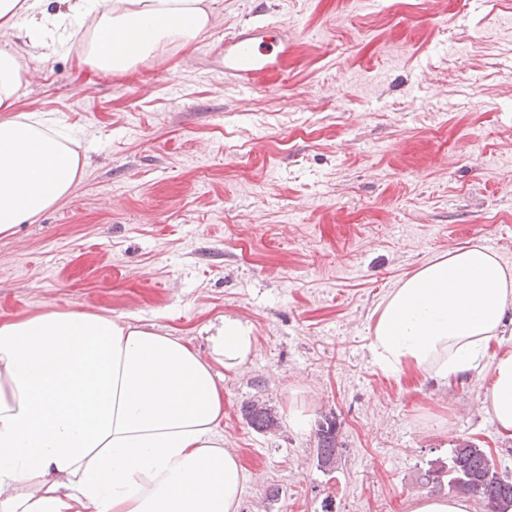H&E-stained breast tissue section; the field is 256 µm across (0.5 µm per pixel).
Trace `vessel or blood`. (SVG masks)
<instances>
[{
  "mask_svg": "<svg viewBox=\"0 0 512 512\" xmlns=\"http://www.w3.org/2000/svg\"><path fill=\"white\" fill-rule=\"evenodd\" d=\"M293 51L286 35L270 39L268 27L242 26L224 37V75L255 90L280 74Z\"/></svg>",
  "mask_w": 512,
  "mask_h": 512,
  "instance_id": "b4317fda",
  "label": "vessel or blood"
}]
</instances>
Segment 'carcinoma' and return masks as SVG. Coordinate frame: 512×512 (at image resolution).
I'll list each match as a JSON object with an SVG mask.
<instances>
[{"mask_svg": "<svg viewBox=\"0 0 512 512\" xmlns=\"http://www.w3.org/2000/svg\"><path fill=\"white\" fill-rule=\"evenodd\" d=\"M247 422L256 430H278L277 418L267 405L254 402L247 409ZM338 428L332 417L324 418L316 432L317 459L327 470L336 463L339 448ZM448 477V489L457 497H478L487 512H512V481L500 476L491 467L483 449L473 442H463L452 450L448 469L428 468L422 479L425 484H439Z\"/></svg>", "mask_w": 512, "mask_h": 512, "instance_id": "obj_1", "label": "carcinoma"}]
</instances>
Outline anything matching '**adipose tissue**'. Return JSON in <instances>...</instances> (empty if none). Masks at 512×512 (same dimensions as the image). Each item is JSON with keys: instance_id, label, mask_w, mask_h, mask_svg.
Listing matches in <instances>:
<instances>
[{"instance_id": "1", "label": "adipose tissue", "mask_w": 512, "mask_h": 512, "mask_svg": "<svg viewBox=\"0 0 512 512\" xmlns=\"http://www.w3.org/2000/svg\"><path fill=\"white\" fill-rule=\"evenodd\" d=\"M0 0V29L32 41L100 7ZM206 0H112L89 48L125 71L207 28ZM21 68L0 49V234L15 233L75 186L78 156L48 120L12 114ZM512 311V269L475 244L435 257L376 310L371 351L389 372L476 370ZM209 358L180 337L109 316L46 308L0 321V512H238L248 476L224 446V374L254 349L249 326L207 325ZM484 402L512 434V352L496 357Z\"/></svg>"}]
</instances>
